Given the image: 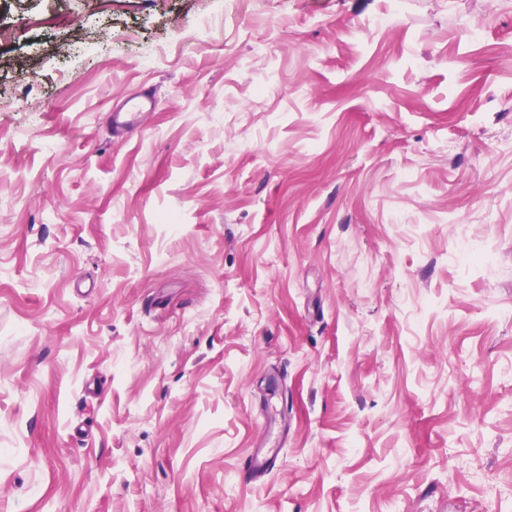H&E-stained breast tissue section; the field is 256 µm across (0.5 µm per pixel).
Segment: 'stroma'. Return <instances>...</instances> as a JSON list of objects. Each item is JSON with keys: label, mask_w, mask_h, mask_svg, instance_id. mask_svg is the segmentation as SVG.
I'll return each instance as SVG.
<instances>
[{"label": "stroma", "mask_w": 512, "mask_h": 512, "mask_svg": "<svg viewBox=\"0 0 512 512\" xmlns=\"http://www.w3.org/2000/svg\"><path fill=\"white\" fill-rule=\"evenodd\" d=\"M206 9L0 0V512H512V0ZM154 96L150 89L125 99L120 105L113 107L111 116L112 134H126L146 112L153 110ZM277 459L275 448H253L243 463L245 477L257 480L275 467Z\"/></svg>", "instance_id": "35a3bbf8"}]
</instances>
